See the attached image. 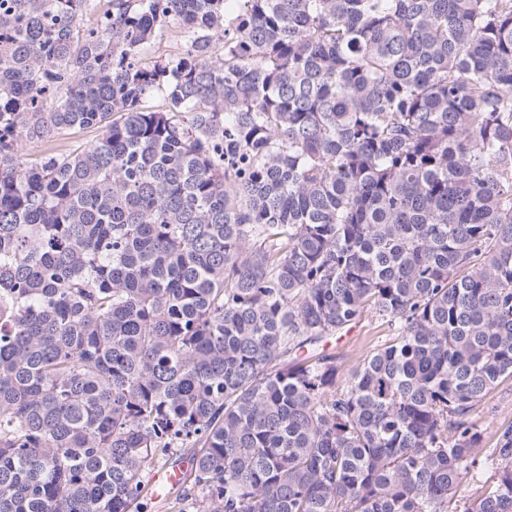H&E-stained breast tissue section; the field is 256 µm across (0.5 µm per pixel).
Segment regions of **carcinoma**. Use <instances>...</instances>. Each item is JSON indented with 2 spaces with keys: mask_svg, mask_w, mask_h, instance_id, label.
<instances>
[{
  "mask_svg": "<svg viewBox=\"0 0 512 512\" xmlns=\"http://www.w3.org/2000/svg\"><path fill=\"white\" fill-rule=\"evenodd\" d=\"M233 4L0 0V512H512V0ZM99 134L100 131L96 127L80 131L62 132L56 136L55 146L60 152L72 151L80 145L96 140ZM393 332L380 320L365 316L347 334L339 340H332L327 349L343 357L348 367L362 363L374 348H380L388 343ZM474 420L486 430V436L494 435L512 423V378H505L484 397ZM186 470V466L156 469L149 476L148 486L154 495L160 498L162 494L159 492H164L168 489L173 491L180 487ZM494 469L485 468L480 472L478 479L471 480L469 477L464 478L456 488L454 499L459 501L458 504L463 502L471 503L475 501L482 492V485L485 481L491 482L494 476Z\"/></svg>",
  "mask_w": 512,
  "mask_h": 512,
  "instance_id": "1",
  "label": "carcinoma"
}]
</instances>
